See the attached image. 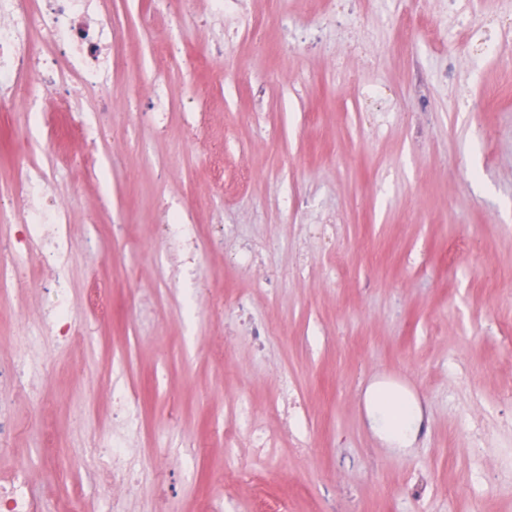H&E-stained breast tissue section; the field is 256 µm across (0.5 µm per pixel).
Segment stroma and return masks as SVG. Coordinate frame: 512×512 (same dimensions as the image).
I'll use <instances>...</instances> for the list:
<instances>
[{"mask_svg": "<svg viewBox=\"0 0 512 512\" xmlns=\"http://www.w3.org/2000/svg\"><path fill=\"white\" fill-rule=\"evenodd\" d=\"M407 7L361 0V62L326 0H250L271 50L236 42L223 62L204 58L224 37L207 0H178L173 15L117 2L105 115L93 94L66 105L51 90L0 112V184L28 133L32 169L49 172L82 246L69 277L77 333L28 378L27 402L0 386L11 410L0 476L27 467L44 512H69L76 487L79 512H109L80 433L109 425L119 390L139 397L148 452L190 443L170 478L175 512H199L206 484H238L235 460L254 459L247 440L224 445V407L240 398L281 442L260 464L263 493L242 492L231 512H267L275 498L293 512H512V33L480 60L457 31L435 47L403 28ZM173 35L196 66L165 52ZM139 57L140 74L128 67ZM451 57L459 73L446 80ZM368 83L387 100L366 101ZM198 85L209 94L191 127ZM158 100L161 129L135 117ZM169 210L190 211L201 238L224 235L175 279ZM247 242L261 249L244 267ZM23 264L26 282L0 297L5 368L19 334L48 343L51 270L34 252ZM239 297L269 330L262 349L241 333ZM287 377L302 393V452L292 422L266 413ZM381 393L418 401L412 443L372 428Z\"/></svg>", "mask_w": 512, "mask_h": 512, "instance_id": "1", "label": "stroma"}]
</instances>
